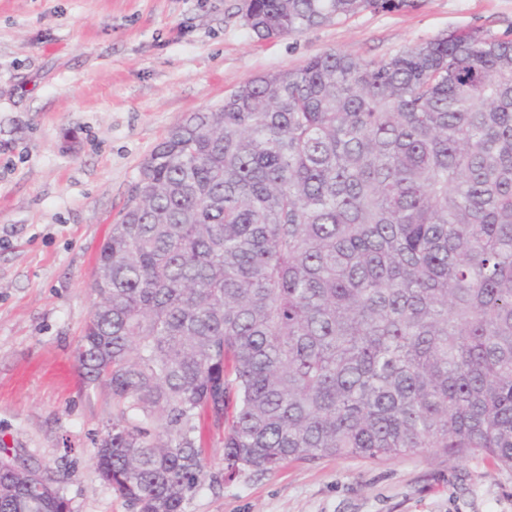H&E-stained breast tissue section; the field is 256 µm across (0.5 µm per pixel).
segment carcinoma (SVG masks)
<instances>
[{
    "instance_id": "1",
    "label": "carcinoma",
    "mask_w": 512,
    "mask_h": 512,
    "mask_svg": "<svg viewBox=\"0 0 512 512\" xmlns=\"http://www.w3.org/2000/svg\"><path fill=\"white\" fill-rule=\"evenodd\" d=\"M397 0H244L260 39ZM76 347L100 479L185 512L244 468L434 449L512 470V39L474 29L243 82L174 125ZM219 435L213 473L204 430ZM0 446V512H71Z\"/></svg>"
}]
</instances>
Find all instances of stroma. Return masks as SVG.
Masks as SVG:
<instances>
[{
	"instance_id": "35a3bbf8",
	"label": "stroma",
	"mask_w": 512,
	"mask_h": 512,
	"mask_svg": "<svg viewBox=\"0 0 512 512\" xmlns=\"http://www.w3.org/2000/svg\"><path fill=\"white\" fill-rule=\"evenodd\" d=\"M242 0H0V441L52 471L72 512H132L94 442L112 399L75 349L100 247L142 163L244 81L343 51L365 60L451 32L512 38V0H404L262 40ZM185 512H512V471L425 450L246 469Z\"/></svg>"
}]
</instances>
